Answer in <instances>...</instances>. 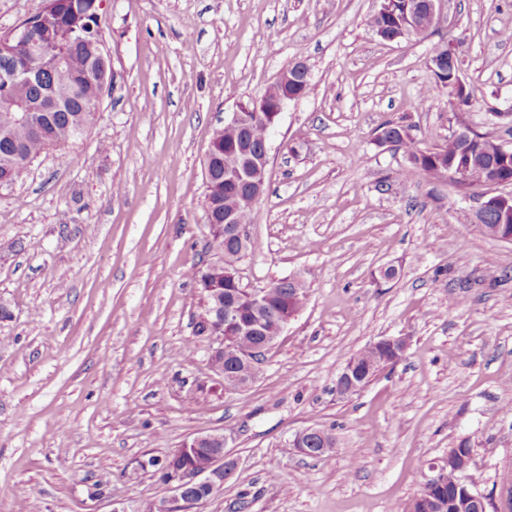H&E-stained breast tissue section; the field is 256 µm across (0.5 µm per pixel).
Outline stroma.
Instances as JSON below:
<instances>
[{"instance_id":"stroma-1","label":"stroma","mask_w":512,"mask_h":512,"mask_svg":"<svg viewBox=\"0 0 512 512\" xmlns=\"http://www.w3.org/2000/svg\"><path fill=\"white\" fill-rule=\"evenodd\" d=\"M379 0H101L112 82L71 149L0 188V512H140L166 495L138 459L221 432L238 467L194 512H410L432 462L467 441L490 512L512 486V243L463 212L472 193L421 172L379 126L442 143L457 106L430 95V47L453 41L466 115L512 146V0H444L428 38L384 42ZM296 61L313 92L269 137L266 192L240 262L262 288L301 280L306 303L255 381L213 388L185 276L207 248L204 168L214 129ZM163 165H154V158ZM394 279H385L387 268ZM405 337L400 360L336 393L348 359ZM208 385L189 402L196 385ZM336 446L311 458L295 432ZM331 440H333V446L335 447L336 441L328 432L315 427H307L297 431L293 439L289 441L288 446L296 448L297 452L302 455L314 456L319 452V448L316 446L321 445V448H326L319 456L321 457L334 449L327 448Z\"/></svg>"}]
</instances>
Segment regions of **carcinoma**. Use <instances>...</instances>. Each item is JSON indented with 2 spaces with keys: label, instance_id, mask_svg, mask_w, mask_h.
I'll use <instances>...</instances> for the list:
<instances>
[{
  "label": "carcinoma",
  "instance_id": "obj_1",
  "mask_svg": "<svg viewBox=\"0 0 512 512\" xmlns=\"http://www.w3.org/2000/svg\"><path fill=\"white\" fill-rule=\"evenodd\" d=\"M94 0H51L50 14L39 25L29 31L27 40L20 43L9 41L0 35V68L7 62L11 67L26 70L38 68L41 62L35 58L34 50L43 49L56 60V63L40 71L34 85L28 89L16 88L0 79V181L10 185L18 182L28 172L31 163L49 149H64L75 141L95 120L96 113L87 105L99 94L98 42L102 38L99 15L92 9ZM401 2L390 0L387 6L379 7L369 25L372 28L398 25ZM405 126L398 122H386L381 132L393 139L396 148L408 156L411 168L441 179L443 162L453 152V143L446 140L433 148V156L419 157L415 139L403 137ZM240 134L234 127L224 126L215 131L211 144L214 151L209 156L208 168L213 179L206 183L207 223L214 226L210 230V249L217 254L235 253V242L224 234L220 227L224 219V209L235 212L239 225L253 221L254 208L238 197V189L233 184L224 183V164L230 161L224 145L238 141ZM489 143L475 145L477 155L469 169V181L463 187L479 188L487 179V169L492 163V155L486 151ZM218 283L224 289L235 292L240 299L244 317H263L267 328H273L288 308L301 310L305 304V292H299L288 299V279L272 283L261 307H254L247 293L237 287L234 268L224 266L217 273ZM390 356L380 344H371L350 358L363 379L369 382L384 366L383 357ZM214 448L202 445L191 452L176 457L167 454L162 458L151 456L148 465L137 464V468L150 467L164 481L171 476L173 468L184 465L193 459L208 458Z\"/></svg>",
  "mask_w": 512,
  "mask_h": 512
}]
</instances>
